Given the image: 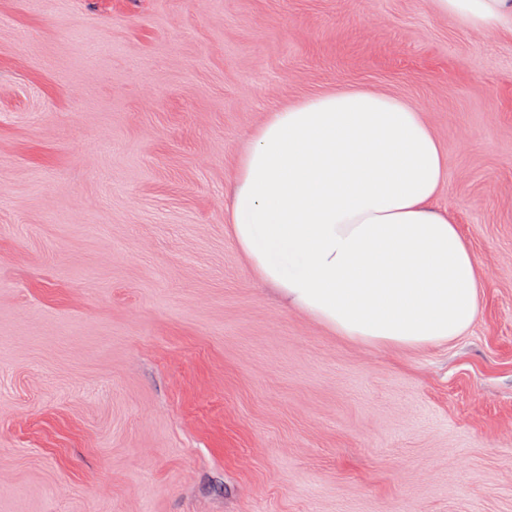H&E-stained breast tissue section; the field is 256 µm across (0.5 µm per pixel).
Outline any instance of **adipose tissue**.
I'll use <instances>...</instances> for the list:
<instances>
[{"instance_id": "obj_1", "label": "adipose tissue", "mask_w": 512, "mask_h": 512, "mask_svg": "<svg viewBox=\"0 0 512 512\" xmlns=\"http://www.w3.org/2000/svg\"><path fill=\"white\" fill-rule=\"evenodd\" d=\"M512 33V0H429ZM448 153L419 108L362 87L268 113L239 154L228 233L255 277L337 335L427 348L477 319V259L437 200Z\"/></svg>"}]
</instances>
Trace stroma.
<instances>
[{"label":"stroma","instance_id":"1","mask_svg":"<svg viewBox=\"0 0 512 512\" xmlns=\"http://www.w3.org/2000/svg\"><path fill=\"white\" fill-rule=\"evenodd\" d=\"M406 98L480 314L378 349L226 231L267 113ZM0 512H512V34L428 0H0Z\"/></svg>","mask_w":512,"mask_h":512}]
</instances>
